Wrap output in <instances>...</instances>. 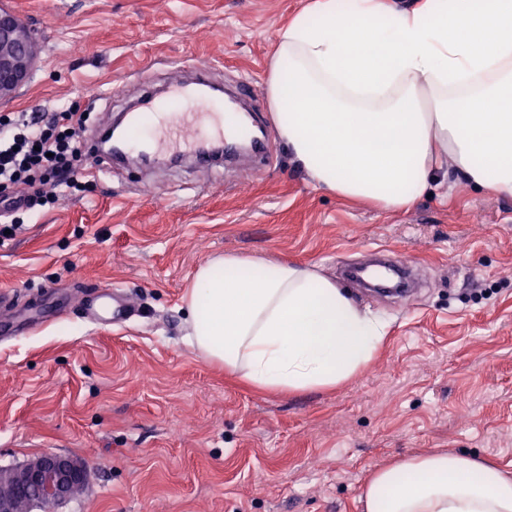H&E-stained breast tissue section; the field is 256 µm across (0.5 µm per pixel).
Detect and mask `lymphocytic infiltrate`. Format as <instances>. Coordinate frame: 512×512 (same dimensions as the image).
I'll use <instances>...</instances> for the list:
<instances>
[{"label": "lymphocytic infiltrate", "instance_id": "1", "mask_svg": "<svg viewBox=\"0 0 512 512\" xmlns=\"http://www.w3.org/2000/svg\"><path fill=\"white\" fill-rule=\"evenodd\" d=\"M91 115L69 106L45 120L0 114V211L17 230L20 213L54 204L58 188H78L88 158L81 136Z\"/></svg>", "mask_w": 512, "mask_h": 512}]
</instances>
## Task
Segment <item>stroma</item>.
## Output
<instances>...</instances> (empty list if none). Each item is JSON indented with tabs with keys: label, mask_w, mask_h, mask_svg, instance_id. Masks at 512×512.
<instances>
[{
	"label": "stroma",
	"mask_w": 512,
	"mask_h": 512,
	"mask_svg": "<svg viewBox=\"0 0 512 512\" xmlns=\"http://www.w3.org/2000/svg\"><path fill=\"white\" fill-rule=\"evenodd\" d=\"M41 43L32 82L0 113L72 103L108 126L142 85L211 68L256 95L272 143L211 170L128 163L0 238V291L43 324L0 338V467L52 451L95 472L58 512H362L376 467L445 449L512 463V196L446 183L405 212L314 189L279 139L266 80L277 36L308 0H5ZM95 89V98L84 95ZM411 264L414 297L365 291L348 266ZM285 259L335 279L389 323L346 384L252 388L188 345L182 298L217 254ZM124 289L139 316L102 328L82 299Z\"/></svg>",
	"instance_id": "obj_1"
}]
</instances>
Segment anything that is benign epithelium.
Masks as SVG:
<instances>
[{
    "instance_id": "benign-epithelium-1",
    "label": "benign epithelium",
    "mask_w": 512,
    "mask_h": 512,
    "mask_svg": "<svg viewBox=\"0 0 512 512\" xmlns=\"http://www.w3.org/2000/svg\"><path fill=\"white\" fill-rule=\"evenodd\" d=\"M41 47L33 31L11 10L0 7V101L12 98L37 70ZM86 463L59 453H43L0 474V512H56L83 492Z\"/></svg>"
}]
</instances>
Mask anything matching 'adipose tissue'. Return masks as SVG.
Segmentation results:
<instances>
[{"label":"adipose tissue","mask_w":512,"mask_h":512,"mask_svg":"<svg viewBox=\"0 0 512 512\" xmlns=\"http://www.w3.org/2000/svg\"><path fill=\"white\" fill-rule=\"evenodd\" d=\"M277 133L314 187L411 209L438 174L512 195V0H311L279 31ZM188 344L268 391L338 387L387 325L288 261L218 256L183 298ZM363 512H512V471L435 450L373 470Z\"/></svg>","instance_id":"ef3b65f1"}]
</instances>
